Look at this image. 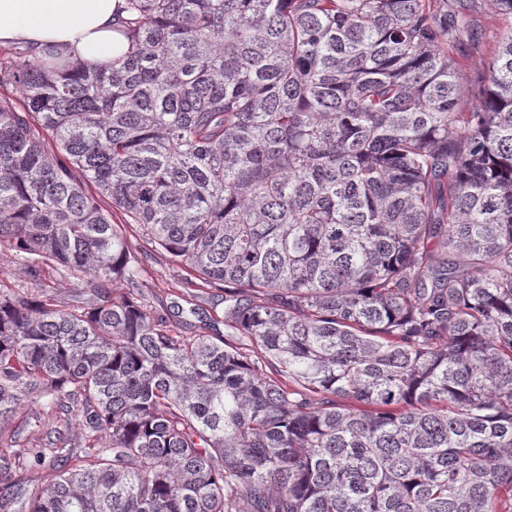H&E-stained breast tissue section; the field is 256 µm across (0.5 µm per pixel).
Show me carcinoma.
Wrapping results in <instances>:
<instances>
[{
	"label": "carcinoma",
	"mask_w": 512,
	"mask_h": 512,
	"mask_svg": "<svg viewBox=\"0 0 512 512\" xmlns=\"http://www.w3.org/2000/svg\"><path fill=\"white\" fill-rule=\"evenodd\" d=\"M444 4L125 0L109 62L0 54V247L100 296L0 288V425L83 440L10 438L0 507L512 512V0L469 112ZM105 198L257 358L144 309ZM25 423H27L28 426H26ZM78 424V418L73 416V419L68 425V428H65L63 421L57 424L56 421H54V418L48 419L47 415L45 414L44 407L41 406V403L28 402L20 408L15 422L11 423L7 429L2 431L1 434L3 437H5V439H8V442H10L9 437L12 435L13 431H15L18 427H22L23 425L26 426V429L22 434V436L27 439L25 442L30 441L31 443L36 444L37 441H39L38 439L41 437V435L37 432L29 434L28 431H36L38 429L45 431L47 428L50 431V428L54 429L55 426H57L56 429H60L61 432L65 433V435L70 439L71 447H77V444L80 443L78 438L80 426Z\"/></svg>",
	"instance_id": "cac0c4a2"
}]
</instances>
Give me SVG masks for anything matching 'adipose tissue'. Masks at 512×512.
I'll use <instances>...</instances> for the list:
<instances>
[{
    "instance_id": "ef3b65f1",
    "label": "adipose tissue",
    "mask_w": 512,
    "mask_h": 512,
    "mask_svg": "<svg viewBox=\"0 0 512 512\" xmlns=\"http://www.w3.org/2000/svg\"><path fill=\"white\" fill-rule=\"evenodd\" d=\"M124 0H0V45L52 44L65 56L104 63L125 48Z\"/></svg>"
}]
</instances>
